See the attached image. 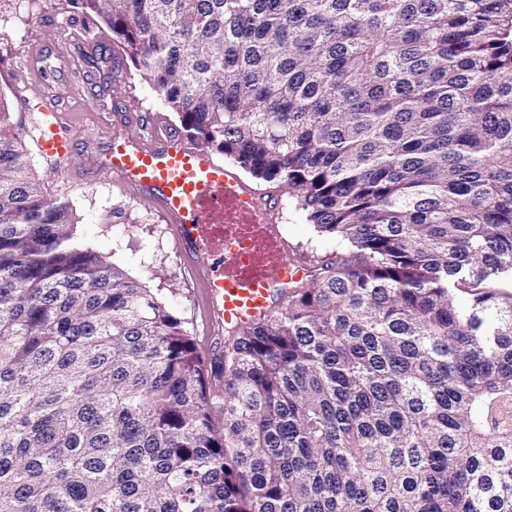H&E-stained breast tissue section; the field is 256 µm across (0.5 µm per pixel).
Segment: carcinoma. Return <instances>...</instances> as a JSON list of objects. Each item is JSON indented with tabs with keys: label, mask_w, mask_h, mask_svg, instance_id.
<instances>
[{
	"label": "carcinoma",
	"mask_w": 512,
	"mask_h": 512,
	"mask_svg": "<svg viewBox=\"0 0 512 512\" xmlns=\"http://www.w3.org/2000/svg\"><path fill=\"white\" fill-rule=\"evenodd\" d=\"M336 260L224 345L73 240L0 107V512H512V0H67Z\"/></svg>",
	"instance_id": "cac0c4a2"
}]
</instances>
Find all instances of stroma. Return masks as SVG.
I'll use <instances>...</instances> for the list:
<instances>
[{
    "instance_id": "35a3bbf8",
    "label": "stroma",
    "mask_w": 512,
    "mask_h": 512,
    "mask_svg": "<svg viewBox=\"0 0 512 512\" xmlns=\"http://www.w3.org/2000/svg\"><path fill=\"white\" fill-rule=\"evenodd\" d=\"M78 36L97 38L101 48L119 58V81L108 82L96 61L85 58L74 46ZM35 48L44 54L43 64L53 75L50 83H43L31 70L29 55ZM131 68L127 51L113 41L101 19H88L64 0H29L22 6L16 0H0V102L10 113L11 133L20 137L31 178L47 198L72 204L76 241L109 256L154 294L173 300L176 315L207 366L217 358L220 346L202 332L201 299L188 286V272L177 258L166 224L148 206L122 195L108 182L82 183L87 163L84 149H75L56 162L36 144V129L43 123L36 104L46 93L55 95L60 111L77 114L87 134L103 137L107 128L99 122L98 113L107 85L113 97L136 101L142 111L158 114L167 125L179 128L176 116L146 85L129 81ZM253 185L281 200L280 223L290 255L324 263L334 260L335 239L306 224L303 211L285 186L261 179Z\"/></svg>"
}]
</instances>
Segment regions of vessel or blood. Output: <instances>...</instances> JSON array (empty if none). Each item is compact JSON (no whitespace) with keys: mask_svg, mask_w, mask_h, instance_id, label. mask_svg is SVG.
<instances>
[{"mask_svg":"<svg viewBox=\"0 0 512 512\" xmlns=\"http://www.w3.org/2000/svg\"><path fill=\"white\" fill-rule=\"evenodd\" d=\"M40 105L43 153L91 144L55 98L42 97ZM104 118L109 134L90 156V178L109 180L170 224L176 253L205 303V332L260 324L279 294L311 279L310 262L286 257L278 199L262 196L212 151L133 105H112ZM133 121L144 128L136 138L124 130Z\"/></svg>","mask_w":512,"mask_h":512,"instance_id":"b4317fda","label":"vessel or blood"}]
</instances>
